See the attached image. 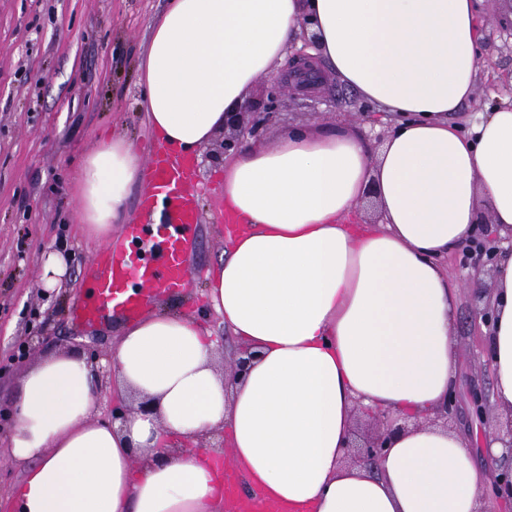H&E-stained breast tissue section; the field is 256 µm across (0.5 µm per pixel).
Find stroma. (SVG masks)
Returning <instances> with one entry per match:
<instances>
[{
  "label": "stroma",
  "instance_id": "obj_1",
  "mask_svg": "<svg viewBox=\"0 0 512 512\" xmlns=\"http://www.w3.org/2000/svg\"><path fill=\"white\" fill-rule=\"evenodd\" d=\"M166 0H0V512H14L12 487L21 471L7 460L14 399L23 374L41 359L70 351L107 358L119 320L75 324L71 309L83 292L90 261L101 242L78 221L73 177L95 144L114 135L148 157L156 139L139 108L138 63ZM482 87L512 93V33L490 28L482 46ZM354 90L328 79L323 103L288 94L263 139L293 125L339 122L378 125L380 113L360 115L337 105ZM224 155L212 143L197 162L204 207L191 278L181 293L155 299L154 310L186 313L209 327L217 350L237 343L224 330L207 296V274L224 256L218 202L205 192L221 186ZM62 250L69 274L61 288L39 285L40 257ZM462 284L457 336V401L471 389L492 391L486 342L473 326L471 265L463 254L447 260Z\"/></svg>",
  "mask_w": 512,
  "mask_h": 512
}]
</instances>
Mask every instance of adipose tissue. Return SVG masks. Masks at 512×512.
Segmentation results:
<instances>
[{
	"label": "adipose tissue",
	"instance_id": "ef3b65f1",
	"mask_svg": "<svg viewBox=\"0 0 512 512\" xmlns=\"http://www.w3.org/2000/svg\"><path fill=\"white\" fill-rule=\"evenodd\" d=\"M481 0H169L139 65L140 105L156 138L182 154L208 146L259 79L282 74L313 19L324 72L390 121L379 148L354 126L294 127L245 142L224 161L234 220L207 297L254 355L218 374L210 333L154 311L123 325L112 390L146 401L123 425L95 420L97 368L46 357L20 381L9 458L23 472L16 512H238L201 438L220 430L253 498L288 512H484L502 454L473 459L468 434L433 422L456 380L460 286L441 260L468 246L479 204L512 238V99L469 127L483 62ZM134 145L98 142L77 182L82 223L108 239L131 185ZM374 191L379 225L354 213ZM488 290L494 412L512 417V254ZM416 425L384 457L349 463L359 408Z\"/></svg>",
	"mask_w": 512,
	"mask_h": 512
}]
</instances>
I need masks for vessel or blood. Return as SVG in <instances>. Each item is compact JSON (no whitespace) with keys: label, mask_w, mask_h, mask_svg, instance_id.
Returning <instances> with one entry per match:
<instances>
[{"label":"vessel or blood","mask_w":512,"mask_h":512,"mask_svg":"<svg viewBox=\"0 0 512 512\" xmlns=\"http://www.w3.org/2000/svg\"><path fill=\"white\" fill-rule=\"evenodd\" d=\"M149 168L141 200L145 221L126 225L123 238L95 256L86 296L75 310L81 322L97 323L115 310L121 317L137 318L148 293L175 292L190 274L194 230L202 217L190 188L193 163L161 145Z\"/></svg>","instance_id":"1"}]
</instances>
